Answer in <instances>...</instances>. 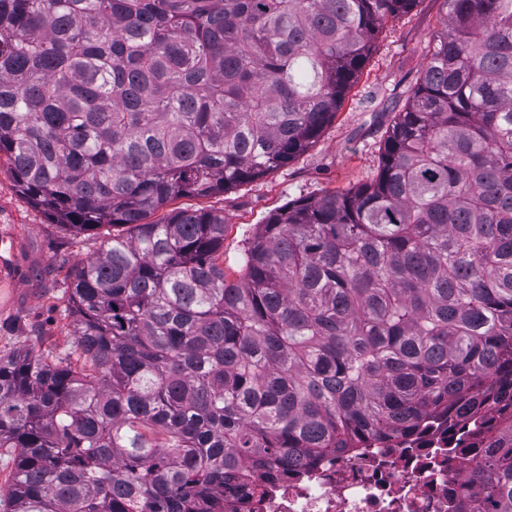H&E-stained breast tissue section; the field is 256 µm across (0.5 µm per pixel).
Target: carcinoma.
I'll list each match as a JSON object with an SVG mask.
<instances>
[{
    "label": "carcinoma",
    "mask_w": 512,
    "mask_h": 512,
    "mask_svg": "<svg viewBox=\"0 0 512 512\" xmlns=\"http://www.w3.org/2000/svg\"><path fill=\"white\" fill-rule=\"evenodd\" d=\"M415 2L0 0V159L66 229L124 228L71 269L76 361L0 357L9 512H214L465 417L450 512H512V0H444L376 179L270 215L238 279L224 216L167 209L304 153Z\"/></svg>",
    "instance_id": "obj_1"
}]
</instances>
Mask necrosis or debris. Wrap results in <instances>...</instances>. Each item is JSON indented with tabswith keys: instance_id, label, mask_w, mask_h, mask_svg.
<instances>
[{
	"instance_id": "1",
	"label": "necrosis or debris",
	"mask_w": 512,
	"mask_h": 512,
	"mask_svg": "<svg viewBox=\"0 0 512 512\" xmlns=\"http://www.w3.org/2000/svg\"><path fill=\"white\" fill-rule=\"evenodd\" d=\"M472 453H451L445 428L394 447L370 440L353 455H331L257 499H227L225 512H448L449 488H462Z\"/></svg>"
}]
</instances>
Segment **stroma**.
<instances>
[{"label": "stroma", "instance_id": "35a3bbf8", "mask_svg": "<svg viewBox=\"0 0 512 512\" xmlns=\"http://www.w3.org/2000/svg\"><path fill=\"white\" fill-rule=\"evenodd\" d=\"M446 15L444 0H416L408 13L389 19L335 119L288 165L221 194L176 200L179 208L223 214L229 278L239 277L247 243L269 214L288 202L340 194L376 178L379 149L412 94ZM111 234L108 226L76 235L56 224L19 191L8 164H0V250L12 255L8 273H0L1 356L31 351L74 357L67 273L98 256Z\"/></svg>", "mask_w": 512, "mask_h": 512}]
</instances>
